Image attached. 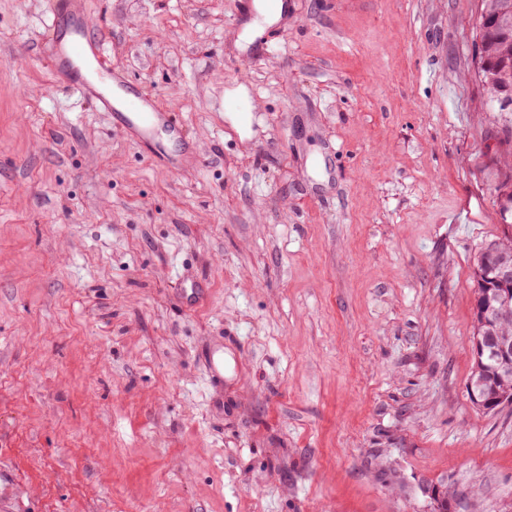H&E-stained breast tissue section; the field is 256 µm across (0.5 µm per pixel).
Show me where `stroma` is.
<instances>
[{
	"label": "stroma",
	"instance_id": "stroma-1",
	"mask_svg": "<svg viewBox=\"0 0 512 512\" xmlns=\"http://www.w3.org/2000/svg\"><path fill=\"white\" fill-rule=\"evenodd\" d=\"M52 2L0 0V512H512V406L467 395L485 0H85L185 172L49 91Z\"/></svg>",
	"mask_w": 512,
	"mask_h": 512
}]
</instances>
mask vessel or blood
I'll return each instance as SVG.
<instances>
[{
	"label": "vessel or blood",
	"mask_w": 512,
	"mask_h": 512,
	"mask_svg": "<svg viewBox=\"0 0 512 512\" xmlns=\"http://www.w3.org/2000/svg\"><path fill=\"white\" fill-rule=\"evenodd\" d=\"M46 29L53 86L107 112L116 129L144 143H156L159 133L177 132L175 113L159 111L153 95L109 67L101 40L90 31L85 0H54Z\"/></svg>",
	"instance_id": "b4317fda"
}]
</instances>
